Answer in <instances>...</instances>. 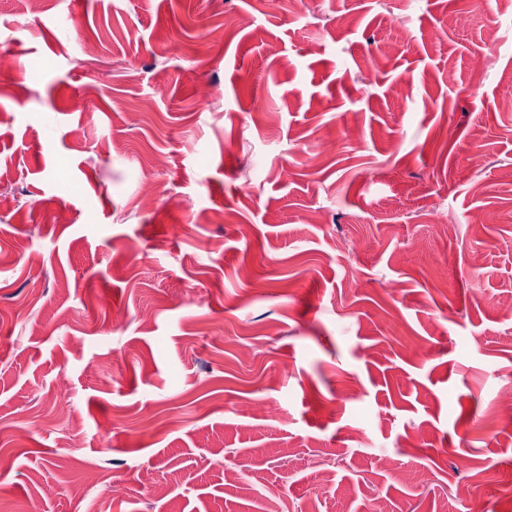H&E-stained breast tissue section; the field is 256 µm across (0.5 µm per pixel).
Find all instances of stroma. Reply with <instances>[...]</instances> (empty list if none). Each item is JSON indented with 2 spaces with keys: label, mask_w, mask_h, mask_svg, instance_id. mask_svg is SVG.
<instances>
[{
  "label": "stroma",
  "mask_w": 512,
  "mask_h": 512,
  "mask_svg": "<svg viewBox=\"0 0 512 512\" xmlns=\"http://www.w3.org/2000/svg\"><path fill=\"white\" fill-rule=\"evenodd\" d=\"M2 52L0 512H512V0H0Z\"/></svg>",
  "instance_id": "stroma-1"
}]
</instances>
